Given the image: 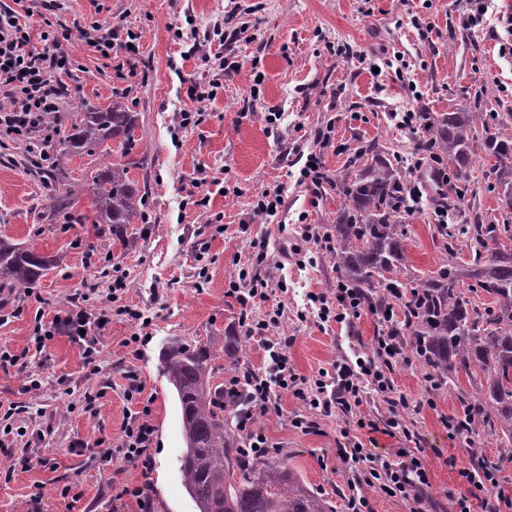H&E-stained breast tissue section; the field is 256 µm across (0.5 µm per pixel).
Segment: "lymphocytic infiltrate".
Returning <instances> with one entry per match:
<instances>
[{"label":"lymphocytic infiltrate","instance_id":"f902f5d3","mask_svg":"<svg viewBox=\"0 0 512 512\" xmlns=\"http://www.w3.org/2000/svg\"><path fill=\"white\" fill-rule=\"evenodd\" d=\"M30 35L23 16L11 7L0 10V125L11 133L26 137L50 138L53 128L46 120L48 114L58 112L63 87L53 81L54 73L66 69L70 62L67 50L48 54L31 49ZM282 310H274L269 319L255 321L241 315L240 325L246 336L262 337L268 354V371L259 373L245 369L224 383V396L239 402L236 426L245 432L247 440L242 451L247 456H262L274 449V442L255 427L259 413L275 403L280 393H291L310 409L324 413L334 411L350 414L359 406L363 386H372L382 394L391 407L405 406V397H394V387L385 369L402 356L399 341L392 336L380 337L376 353L360 357L355 362H337L332 370L320 372L307 379L298 375L288 362L287 341L270 338L278 327ZM100 318L87 310L71 311L66 315H53L41 323L32 346L43 353L49 341L60 330L82 343L84 363L94 368L98 358L96 337L90 336L92 327L100 325ZM398 463L391 464L368 452L361 441H354L346 461L360 466L363 476L350 486L348 512H375L367 494L368 489L409 503V512H423V493L429 484L426 468L415 450L399 449ZM469 494L454 501V512H476V502L487 493L495 494L498 503L512 512V494L501 488L495 472L485 468L466 469L462 472Z\"/></svg>","mask_w":512,"mask_h":512}]
</instances>
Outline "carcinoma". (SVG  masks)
Masks as SVG:
<instances>
[{"mask_svg":"<svg viewBox=\"0 0 512 512\" xmlns=\"http://www.w3.org/2000/svg\"><path fill=\"white\" fill-rule=\"evenodd\" d=\"M416 150L453 174L461 194L475 196L479 183L501 195L508 210L501 224H449L443 228L448 258L427 275L404 283L395 277L410 239L408 187L395 153L371 145L359 155L354 178L329 182L340 197L336 215V269L359 291L362 306L378 311L396 300L401 320L388 334L413 337L417 361L435 386L457 387L464 371L472 391L459 388L469 427H480L512 457V113L489 115L477 124L475 112H419ZM138 113L122 101L105 108L81 104L69 116L59 141L67 154L93 157L118 141L130 154ZM493 164L478 180V157ZM130 163L97 169L92 183L56 200L54 212H70L77 198L93 196L94 223L118 228L141 217L143 195L129 178ZM469 262H456L458 243ZM52 267L31 248L0 240V288L26 295ZM491 302H483L484 297ZM220 358L206 341H183L162 356V370L176 391L186 444L180 459L184 486L196 512H336L330 500L310 489L289 469H278L240 452L241 439L224 415V383L217 380Z\"/></svg>","mask_w":512,"mask_h":512,"instance_id":"obj_1","label":"carcinoma"}]
</instances>
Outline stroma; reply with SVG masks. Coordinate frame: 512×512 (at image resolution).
<instances>
[{
	"label": "stroma",
	"instance_id": "obj_1",
	"mask_svg": "<svg viewBox=\"0 0 512 512\" xmlns=\"http://www.w3.org/2000/svg\"><path fill=\"white\" fill-rule=\"evenodd\" d=\"M471 0H59L55 14L28 18L30 45L50 51L46 32L69 27L72 63L57 73L65 93L57 130L80 102L106 107L125 102L137 112V141L129 156L112 149L98 160L54 155L52 179L40 178V159L29 139L0 128V240L21 243L55 258L31 295L10 299L12 316L0 322V348L23 355L40 317L83 307L104 317L96 328V373L84 365L83 346L67 334L51 340L29 370L44 379L39 395L23 391V378L0 369V414L10 404H33L34 413L12 416L25 437L0 446V512H141L123 486L149 482L150 512H196L179 460L184 453L181 411L164 377L161 357L173 340L200 339L221 351V379L243 368L262 369L259 338L245 337L241 307L226 291L242 275L266 280L268 298L250 313L265 318L283 307L275 335L287 338L288 357L304 376L317 375L341 358L372 355L387 325L368 310L345 323L320 322L312 295L334 300L336 260L313 238L335 223L339 198L300 176L310 152L320 151L326 175L342 177L352 158L371 143L394 148L408 181L427 193L409 219L410 239L400 277L422 275L445 260L433 219L440 201L430 181V160L416 148V127L394 115L470 110L482 93L483 112H512V0H490L482 25L469 26ZM140 34L137 53L124 66L92 52L79 40L91 22ZM200 54L188 56L191 45ZM212 99L193 103L195 86ZM198 107L197 123H181L182 110ZM280 112L275 123L269 110ZM136 160L129 177L144 194L138 223L113 233L103 224L67 223L50 215L53 198L71 186L90 184L96 166ZM280 192L275 216L255 214L262 191ZM457 222L502 221L497 193L458 200ZM266 240V256L252 243ZM122 278L117 302L106 296ZM140 310L148 324L120 314ZM136 345H129V338ZM244 352L225 351L231 338ZM403 433H392L381 396L364 387L357 416L377 423L361 430L370 452L397 462V451L421 449L430 485L428 512H448L454 496L467 493L464 469L494 468L512 489V460L482 429L452 432L461 415L456 390L433 389L418 362L393 365ZM137 378L150 398L155 429L149 469L103 448L117 445L136 402L125 389ZM300 401L282 393L257 418L278 449L269 463L288 462L336 512H346L353 473L343 462L349 439L346 416L310 412L316 429L291 425Z\"/></svg>",
	"mask_w": 512,
	"mask_h": 512
}]
</instances>
